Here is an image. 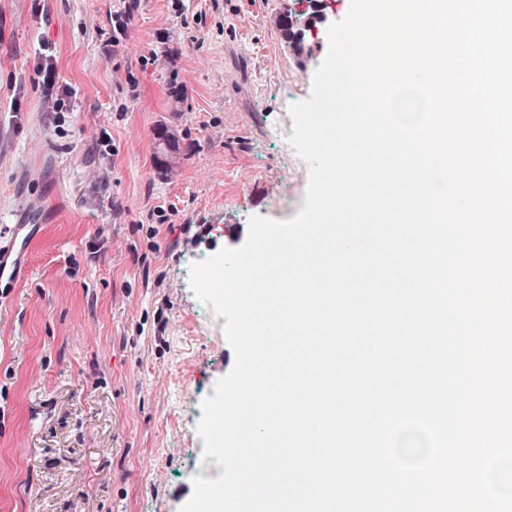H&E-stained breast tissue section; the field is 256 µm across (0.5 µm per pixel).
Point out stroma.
Here are the masks:
<instances>
[{
  "label": "stroma",
  "instance_id": "stroma-1",
  "mask_svg": "<svg viewBox=\"0 0 512 512\" xmlns=\"http://www.w3.org/2000/svg\"><path fill=\"white\" fill-rule=\"evenodd\" d=\"M350 4L141 0L116 47L122 0H0V236L28 242L0 279V512H181L221 475L198 427L235 354L191 267L303 208L290 107ZM39 52L41 60L37 63L35 74L37 76V83L41 86L43 96L48 100L59 101L62 97L70 95L71 91L67 86L59 84V77L54 64V57L49 53V47L46 45L41 46Z\"/></svg>",
  "mask_w": 512,
  "mask_h": 512
}]
</instances>
